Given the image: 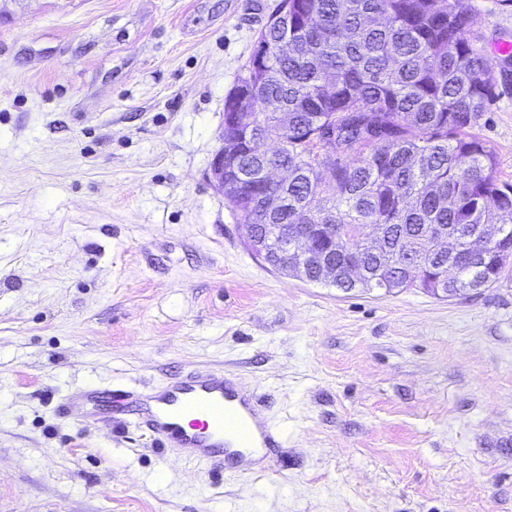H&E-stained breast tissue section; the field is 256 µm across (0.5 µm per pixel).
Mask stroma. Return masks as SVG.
I'll list each match as a JSON object with an SVG mask.
<instances>
[{"instance_id": "obj_1", "label": "stroma", "mask_w": 512, "mask_h": 512, "mask_svg": "<svg viewBox=\"0 0 512 512\" xmlns=\"http://www.w3.org/2000/svg\"><path fill=\"white\" fill-rule=\"evenodd\" d=\"M280 0H0V512H512V276L345 292L252 254L207 172ZM491 65L512 5L466 0ZM476 133L512 183V85ZM232 369L240 478L78 392Z\"/></svg>"}]
</instances>
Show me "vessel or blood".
<instances>
[{"instance_id":"b4317fda","label":"vessel or blood","mask_w":512,"mask_h":512,"mask_svg":"<svg viewBox=\"0 0 512 512\" xmlns=\"http://www.w3.org/2000/svg\"><path fill=\"white\" fill-rule=\"evenodd\" d=\"M113 402H128L132 415L153 444L174 448L190 461L217 463L237 476L264 471L281 439L237 374L205 368L172 379L162 389L127 396L115 390Z\"/></svg>"}]
</instances>
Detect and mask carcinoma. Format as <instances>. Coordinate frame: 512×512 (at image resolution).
<instances>
[{"label":"carcinoma","mask_w":512,"mask_h":512,"mask_svg":"<svg viewBox=\"0 0 512 512\" xmlns=\"http://www.w3.org/2000/svg\"><path fill=\"white\" fill-rule=\"evenodd\" d=\"M278 12L258 35L267 56L251 61L224 111L262 117L267 138L288 142V186L267 209L256 180L265 144L227 155L224 200L237 222L296 277L302 259L282 249L288 226H335L348 250L319 244L345 292L370 291L378 276L389 278L387 293L419 288L438 299L500 282L512 264V184L472 129L508 73H495L471 37L464 0H281ZM285 39L288 52H276ZM268 104L288 113V129L265 116ZM329 127L336 174L325 181L319 133ZM346 152L361 164L341 162ZM480 224L504 227L502 251L470 252L457 285L432 281L429 268L455 261L432 251L437 227L465 240ZM353 254L369 275L360 282L345 277Z\"/></svg>","instance_id":"cac0c4a2"}]
</instances>
